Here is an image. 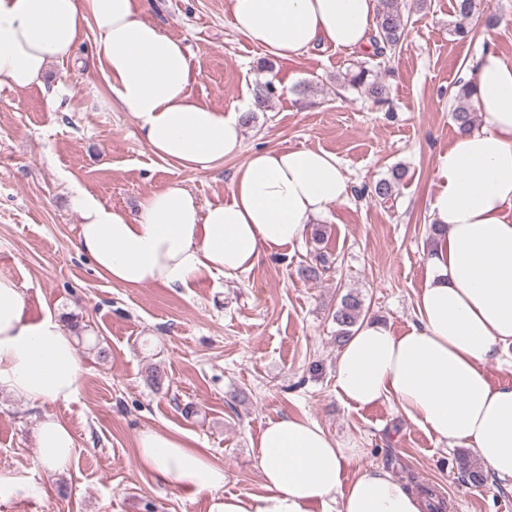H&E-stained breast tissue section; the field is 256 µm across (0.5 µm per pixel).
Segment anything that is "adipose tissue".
I'll use <instances>...</instances> for the list:
<instances>
[{
    "mask_svg": "<svg viewBox=\"0 0 512 512\" xmlns=\"http://www.w3.org/2000/svg\"><path fill=\"white\" fill-rule=\"evenodd\" d=\"M377 7L378 0H229L234 29L279 59L319 43L368 49ZM145 9V0H0V85L41 83L49 64L70 58L91 30L108 107L132 115L155 155L211 171L239 155L241 115L191 95L183 41L146 20ZM468 79L482 125L456 134L435 157V232L417 320L399 334L372 319L358 325L337 359L336 392L360 408L394 400L438 439L471 448L487 473L511 478L512 385H492L484 367L512 345V60L487 48ZM348 197L334 154L259 149L237 167L227 199L205 208L176 185L146 196L134 214L74 192L76 251L114 284L187 288L203 276L249 271L305 240L313 222ZM83 373L65 324L31 318L22 289L1 274L0 390L33 404L67 402ZM35 436V467L65 471L75 448L68 426L48 414ZM137 448V466L176 490L224 486L223 465L181 433L143 431ZM257 448L262 493L224 496L210 512H426L420 491L385 469L345 481L353 449L309 418L268 421Z\"/></svg>",
    "mask_w": 512,
    "mask_h": 512,
    "instance_id": "1",
    "label": "adipose tissue"
}]
</instances>
